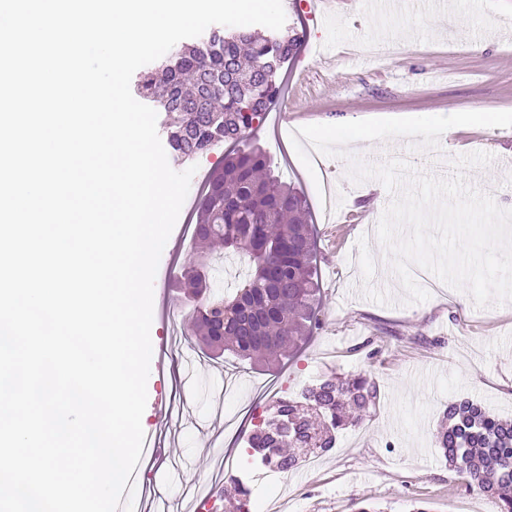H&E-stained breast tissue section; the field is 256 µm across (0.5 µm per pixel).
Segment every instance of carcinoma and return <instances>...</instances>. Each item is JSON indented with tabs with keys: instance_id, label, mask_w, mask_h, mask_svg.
Returning <instances> with one entry per match:
<instances>
[{
	"instance_id": "carcinoma-1",
	"label": "carcinoma",
	"mask_w": 512,
	"mask_h": 512,
	"mask_svg": "<svg viewBox=\"0 0 512 512\" xmlns=\"http://www.w3.org/2000/svg\"><path fill=\"white\" fill-rule=\"evenodd\" d=\"M295 46L294 38L259 39L243 28L217 31L181 50L163 81L145 75L143 91L165 111L184 116L171 136L173 150L181 156L195 153L192 128L209 145L239 142L274 102L277 71ZM211 112L224 116L215 136L206 121ZM195 237L203 254L232 248L247 264L246 278L235 291L200 302L193 317L199 342L219 356L231 350L266 366L292 355L311 335L318 314L316 238L304 194L272 174L260 148H237L211 173ZM378 395L369 374L325 379L303 390L298 401H278L286 433L270 435L265 422L248 435V448L272 451L278 466L296 469L309 456L331 450L337 435L358 425ZM434 442L466 488L489 497L496 512H512L511 419L460 398L443 411Z\"/></svg>"
}]
</instances>
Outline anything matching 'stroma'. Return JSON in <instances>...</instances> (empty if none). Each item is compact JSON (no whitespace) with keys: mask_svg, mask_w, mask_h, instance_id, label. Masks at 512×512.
<instances>
[{"mask_svg":"<svg viewBox=\"0 0 512 512\" xmlns=\"http://www.w3.org/2000/svg\"><path fill=\"white\" fill-rule=\"evenodd\" d=\"M400 9L371 11L369 0L351 10L311 15L308 0H283V34L300 45L282 66L277 103L288 119L265 118L254 135L277 172L307 198L317 229L319 323L293 356L260 368L202 349L191 328L192 307L179 279L199 254L192 239L172 230L156 277L157 301L172 300L173 320L151 325L153 368L149 399L166 405L170 419L158 425L144 411L145 434L166 455L142 456L136 468L137 512H155L160 492L168 504L185 486L220 481L218 512H236L234 485L242 473L222 474L223 456L246 458L254 428L246 408L268 418L277 399L299 398L317 381L366 372L377 378L381 398L363 421L340 434L327 456L289 473L281 500L285 512H353L358 501L377 512H407L411 502L431 512H494L479 493L466 489L433 444L448 403L469 397L512 419V301L477 308L468 292L445 288L423 303L409 304L377 239L376 226L391 196L376 180L354 183L347 161L327 157L314 167L305 146L286 150L284 137L309 124L393 118L423 121L455 112L491 108L512 113V0H401ZM485 151L494 162L469 170L476 189L495 186L499 207L512 210V124L460 130L452 146L437 136L371 143L363 160L379 164L412 158L419 171L435 174L442 159ZM336 186V207L325 214L319 188ZM211 289L221 295L246 270L237 253L213 255Z\"/></svg>","mask_w":512,"mask_h":512,"instance_id":"35a3bbf8","label":"stroma"}]
</instances>
